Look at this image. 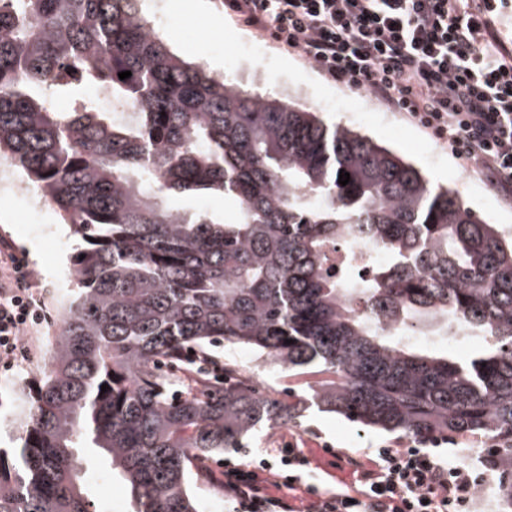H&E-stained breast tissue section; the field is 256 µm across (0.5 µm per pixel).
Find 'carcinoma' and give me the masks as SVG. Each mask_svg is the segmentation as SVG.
Instances as JSON below:
<instances>
[{
	"label": "carcinoma",
	"mask_w": 512,
	"mask_h": 512,
	"mask_svg": "<svg viewBox=\"0 0 512 512\" xmlns=\"http://www.w3.org/2000/svg\"><path fill=\"white\" fill-rule=\"evenodd\" d=\"M55 92L68 110L48 107ZM130 101L138 111L116 117ZM0 158L82 241L20 442L0 450V512H90V453L133 512H200L195 463L305 404L406 437L495 442L512 512V237L454 192L358 131L180 58L137 0H0ZM206 191L236 204L235 223L167 204ZM362 239L386 261L345 288L355 268L332 274L327 250ZM414 322L463 327L485 350L422 355L398 337ZM215 340L315 376L309 397L286 401L229 362L222 381L190 367ZM174 367L194 373L176 396Z\"/></svg>",
	"instance_id": "1"
}]
</instances>
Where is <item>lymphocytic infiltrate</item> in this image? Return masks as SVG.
I'll return each instance as SVG.
<instances>
[{"label":"lymphocytic infiltrate","instance_id":"lymphocytic-infiltrate-1","mask_svg":"<svg viewBox=\"0 0 512 512\" xmlns=\"http://www.w3.org/2000/svg\"><path fill=\"white\" fill-rule=\"evenodd\" d=\"M512 0H224V10L336 84L371 94L448 147L512 201ZM48 318L32 273L0 250V358ZM357 492L318 494L306 512H471L485 474L427 448H378ZM297 448L224 468L230 512H293L266 475L295 487Z\"/></svg>","mask_w":512,"mask_h":512}]
</instances>
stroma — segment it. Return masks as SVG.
I'll return each mask as SVG.
<instances>
[{
	"mask_svg": "<svg viewBox=\"0 0 512 512\" xmlns=\"http://www.w3.org/2000/svg\"><path fill=\"white\" fill-rule=\"evenodd\" d=\"M202 10L175 12V0H138L137 7L154 23L169 48L188 60L203 62L213 74L237 79L262 94L286 97L318 112L326 122L348 126L386 146L412 163L436 184L451 188L466 207L486 223L497 225L512 236V206L506 205L486 184L469 176L434 139L421 129L403 122L394 112L365 92L349 91L326 80L296 56L225 16L220 0H201ZM257 48L263 68L242 66L239 51ZM0 240L11 242L17 257L35 274V285L45 290L50 316L45 327L22 337V348L14 361L0 360V448L13 447L22 431V393L15 381L38 378L47 366L49 341L62 320L65 297L55 293L57 285L68 284L69 267L79 240L62 214L51 205L33 206L24 196L0 187ZM210 356L238 365L263 388L303 396L304 379H293L247 347H213ZM412 438L361 427L341 415L317 407L306 408L288 424L264 427L251 433L245 449L259 457L270 448L294 446L311 461L286 501L296 512H304L313 497L308 486L324 489L344 484L356 487V468H369L370 449L390 445L405 448ZM192 494L207 503L224 496V457L202 461L190 477Z\"/></svg>",
	"mask_w": 512,
	"mask_h": 512,
	"instance_id": "stroma-1",
	"label": "stroma"
}]
</instances>
